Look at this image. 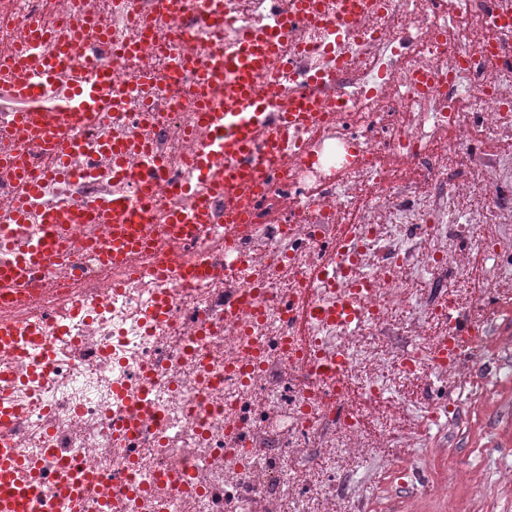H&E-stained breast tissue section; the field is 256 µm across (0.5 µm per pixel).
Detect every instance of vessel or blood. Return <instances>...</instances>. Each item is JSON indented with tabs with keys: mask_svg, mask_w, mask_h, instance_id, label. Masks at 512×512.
<instances>
[{
	"mask_svg": "<svg viewBox=\"0 0 512 512\" xmlns=\"http://www.w3.org/2000/svg\"><path fill=\"white\" fill-rule=\"evenodd\" d=\"M153 5L156 15L185 18L192 25L212 30L223 28L226 21L223 11L206 6L205 0H153ZM362 12L361 0H337L331 22L351 27ZM322 18L317 0H291L289 9L264 32H242L225 45L223 55L199 66L197 77L202 88L216 89L224 100L222 108H207L201 114L207 137L197 170L211 192L231 198L241 187L263 181L269 161L287 150L289 130L308 124L322 111L324 99L314 82L285 97H267L259 92L262 83L278 78L272 67L278 43L289 31ZM73 19L75 27L68 33L33 27L28 40L40 46V53L0 64V91L14 104L15 127L35 129L38 142L53 151L60 164L93 152L110 156L114 170L121 172L127 154L124 142L104 137L89 145L64 137L56 123L62 111H103L116 93L109 63L97 64V80L91 86L85 85L81 69L64 70V63L72 58L71 45L75 40L87 37L99 42L105 34L100 23L85 19L81 13H74ZM7 164L28 187L27 198L16 203V218L22 224L26 221L29 199L40 198L43 186L33 175V157L16 155L8 158ZM130 181L131 189L119 195L49 206L44 211L45 238L40 250L23 252L13 262L1 265L0 278L28 281L47 275L62 256L61 243L54 232L58 224L116 225L111 255L116 261L125 259L136 245L139 225L152 223L155 196L162 187L167 188L170 200L168 223H206L205 202H197L189 209L179 205L183 184L166 173L158 154L143 153ZM20 466L18 457L0 448V512H22L25 500L35 492L34 487L16 481L15 473Z\"/></svg>",
	"mask_w": 512,
	"mask_h": 512,
	"instance_id": "b4317fda",
	"label": "vessel or blood"
}]
</instances>
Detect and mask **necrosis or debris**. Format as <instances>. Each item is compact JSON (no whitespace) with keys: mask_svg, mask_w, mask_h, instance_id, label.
I'll return each instance as SVG.
<instances>
[{"mask_svg":"<svg viewBox=\"0 0 512 512\" xmlns=\"http://www.w3.org/2000/svg\"><path fill=\"white\" fill-rule=\"evenodd\" d=\"M344 34L318 22L280 46L291 79L323 77L327 104L295 131L277 174L235 204L197 177V92L176 61L185 50L221 52L244 29L272 21V0H224L219 32L171 19L144 28L152 0H84L113 43L141 55L112 62L121 104L102 122L66 124L132 150L148 146L186 180L182 204L206 196L211 221L192 245L156 226L122 263L105 259V224H63L69 260L38 282L0 280L14 302L6 318L39 343L0 346V446L14 449L42 487L23 512H61L57 477L82 479L78 512H335L337 473L368 448L387 447L389 417L371 406L403 396L424 375L464 376L488 344L484 274L512 275V153L477 157L473 132L512 133V60L487 61L486 0H367ZM70 25L60 0H0V54L21 51L32 16ZM34 156L44 194L27 223L14 203L24 186L0 169V265L40 246L48 203H72L128 181L106 156L76 157L68 170L27 138H0V154ZM452 153L473 193L461 203L442 167ZM199 260L216 276L184 282L161 262ZM248 279L239 282L237 267ZM470 324L453 359L435 352L449 312Z\"/></svg>","mask_w":512,"mask_h":512,"instance_id":"necrosis-or-debris-1","label":"necrosis or debris"}]
</instances>
